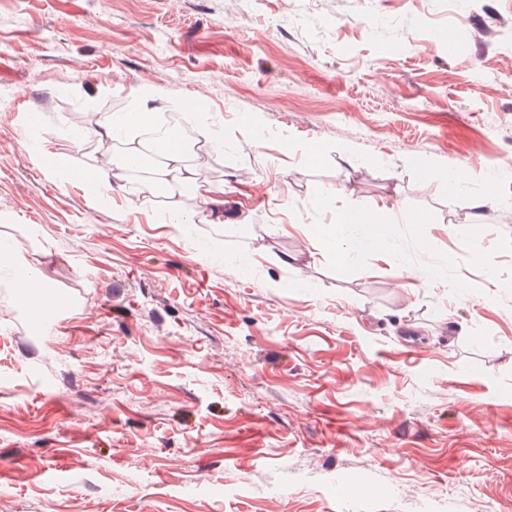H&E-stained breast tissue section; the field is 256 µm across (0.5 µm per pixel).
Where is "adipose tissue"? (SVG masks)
Listing matches in <instances>:
<instances>
[{"label":"adipose tissue","instance_id":"ef3b65f1","mask_svg":"<svg viewBox=\"0 0 512 512\" xmlns=\"http://www.w3.org/2000/svg\"><path fill=\"white\" fill-rule=\"evenodd\" d=\"M156 121L155 113L149 112L144 106H136L129 111L107 113L101 116L92 135L98 144H109L115 140H125L126 147L121 153L112 155L106 162L95 166L92 173L99 183L100 190L92 194L91 202H100L101 189L107 188L115 170H131L144 167L145 151H152L158 157L156 165L147 168L148 174L143 177L141 189L148 195H155L159 190H166L168 201L167 223L180 224L184 218L178 211L179 198L189 194L198 197L203 206L199 221L203 224H221L226 220L224 214V192L199 182L192 156L195 147L210 146L219 148L218 140L213 139L208 129H201L195 145L181 144L177 147L168 146L156 139L144 143L141 134ZM370 217L362 211L348 207L336 212V222L331 230H317L309 233V240L321 244L338 245L337 258L347 262L353 257L355 245L350 244V230L353 225L369 223Z\"/></svg>","mask_w":512,"mask_h":512}]
</instances>
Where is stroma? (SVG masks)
Here are the masks:
<instances>
[{
  "instance_id": "stroma-1",
  "label": "stroma",
  "mask_w": 512,
  "mask_h": 512,
  "mask_svg": "<svg viewBox=\"0 0 512 512\" xmlns=\"http://www.w3.org/2000/svg\"><path fill=\"white\" fill-rule=\"evenodd\" d=\"M502 19L512 0H0L26 87L0 104V240L44 282L0 267V512H512V287L476 262L512 280V37L477 36ZM146 87L155 113L205 90L179 110L224 135L202 178L265 195L177 227L164 196L128 205L139 172L94 204L27 159L95 165L77 114ZM343 206L388 235L349 264L305 237Z\"/></svg>"
}]
</instances>
